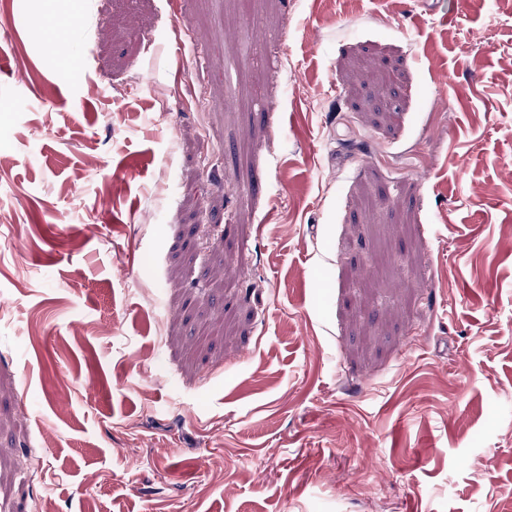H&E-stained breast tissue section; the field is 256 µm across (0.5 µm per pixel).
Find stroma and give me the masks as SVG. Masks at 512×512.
I'll use <instances>...</instances> for the list:
<instances>
[{
    "instance_id": "35a3bbf8",
    "label": "stroma",
    "mask_w": 512,
    "mask_h": 512,
    "mask_svg": "<svg viewBox=\"0 0 512 512\" xmlns=\"http://www.w3.org/2000/svg\"><path fill=\"white\" fill-rule=\"evenodd\" d=\"M0 56V512H512V0H0Z\"/></svg>"
}]
</instances>
